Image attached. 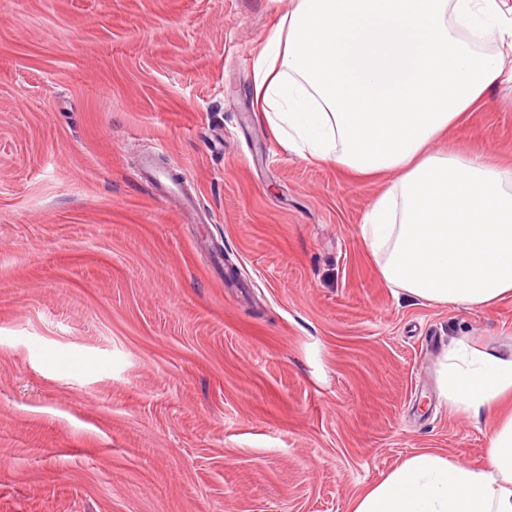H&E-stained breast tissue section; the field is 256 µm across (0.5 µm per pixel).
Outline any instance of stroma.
Instances as JSON below:
<instances>
[{
  "label": "stroma",
  "mask_w": 512,
  "mask_h": 512,
  "mask_svg": "<svg viewBox=\"0 0 512 512\" xmlns=\"http://www.w3.org/2000/svg\"><path fill=\"white\" fill-rule=\"evenodd\" d=\"M291 7L0 0V512H350L421 450L484 463L496 415L438 372L455 340L511 351L512 298L388 287L360 226L392 174L255 120ZM436 147L512 169V87ZM144 171L161 193L177 198L181 213L184 216L196 211V200L180 192L175 185L172 186L166 183L165 180H168L166 173L152 169L149 164L144 167Z\"/></svg>",
  "instance_id": "1"
}]
</instances>
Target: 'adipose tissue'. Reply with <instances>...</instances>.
Returning <instances> with one entry per match:
<instances>
[{"label":"adipose tissue","mask_w":512,"mask_h":512,"mask_svg":"<svg viewBox=\"0 0 512 512\" xmlns=\"http://www.w3.org/2000/svg\"><path fill=\"white\" fill-rule=\"evenodd\" d=\"M506 0H293L256 50L255 117L287 150L359 178H396L360 235L391 287L441 305L512 296V170L433 150L491 90L512 84ZM444 398L504 413L487 460L424 451L363 490L352 512H512V352L455 342Z\"/></svg>","instance_id":"adipose-tissue-1"}]
</instances>
